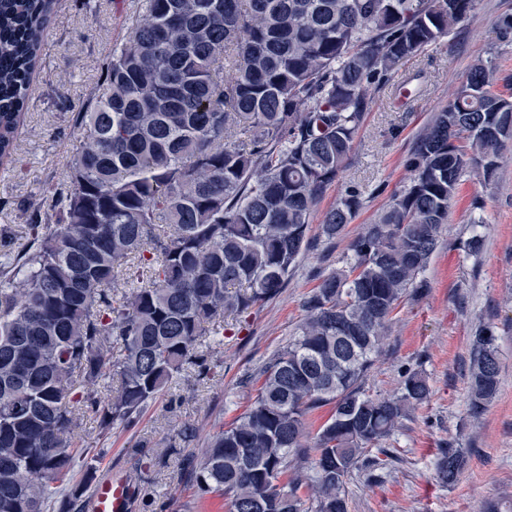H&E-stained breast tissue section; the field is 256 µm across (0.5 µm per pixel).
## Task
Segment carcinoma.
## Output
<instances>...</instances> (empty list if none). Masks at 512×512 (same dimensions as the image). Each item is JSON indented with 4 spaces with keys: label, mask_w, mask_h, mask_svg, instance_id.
<instances>
[{
    "label": "carcinoma",
    "mask_w": 512,
    "mask_h": 512,
    "mask_svg": "<svg viewBox=\"0 0 512 512\" xmlns=\"http://www.w3.org/2000/svg\"><path fill=\"white\" fill-rule=\"evenodd\" d=\"M57 0H0V168L14 162L31 80ZM476 0H142L105 62L55 224L29 247L0 241V512H81L74 423L131 426L197 348L285 288L324 191L338 181L368 92L448 36ZM492 64L472 65L404 159L409 182L325 275L308 316L262 369L247 409L193 465L229 512H347L365 449L425 402L416 369L401 394L363 385L398 302L426 287L465 170L493 172L512 140V99ZM360 207L346 191L323 218L336 237ZM130 287L118 292V278ZM116 375L107 401L95 385ZM499 389L495 338L475 337L470 412ZM332 406L317 432L308 415ZM463 449H441L453 484ZM311 507H306V501Z\"/></svg>",
    "instance_id": "1"
}]
</instances>
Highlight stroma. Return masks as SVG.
Here are the masks:
<instances>
[{
    "mask_svg": "<svg viewBox=\"0 0 512 512\" xmlns=\"http://www.w3.org/2000/svg\"><path fill=\"white\" fill-rule=\"evenodd\" d=\"M138 0H57L40 67L34 74L27 115L16 140V163L0 170V236L26 249L35 200H50L66 180V161L80 136L76 122L101 81L103 64L129 32ZM512 14V0H478L475 9L439 44L403 63L398 74L371 95L353 150L340 179L329 186L314 215L309 242L288 282L272 299L254 306L222 343L199 352L217 363L199 377L185 366L135 425L105 432L97 418L81 417L76 440L99 449L97 476L127 474L139 490L132 512H228L224 498L198 492L185 462L199 458L209 440L235 420L259 387V373L294 336L321 277L343 266L364 225L386 208L406 182L403 165L415 137L450 100L469 66L492 61L512 81V45L500 42L497 22ZM420 90L404 98L403 83ZM361 205L333 239L321 220L348 186ZM485 242L480 254L467 243ZM426 288L405 296L393 312L387 339L364 390L396 394L406 369L423 370L429 398L383 440L393 459L377 474L348 477V512H485L496 502L512 512V142L503 148L492 178L478 167L462 175L443 237L423 274ZM495 338L500 364L496 397L480 417L469 413L468 377L477 330ZM196 430L184 441L182 427ZM464 449L467 464L453 485L436 476L442 448Z\"/></svg>",
    "mask_w": 512,
    "mask_h": 512,
    "instance_id": "stroma-1",
    "label": "stroma"
}]
</instances>
